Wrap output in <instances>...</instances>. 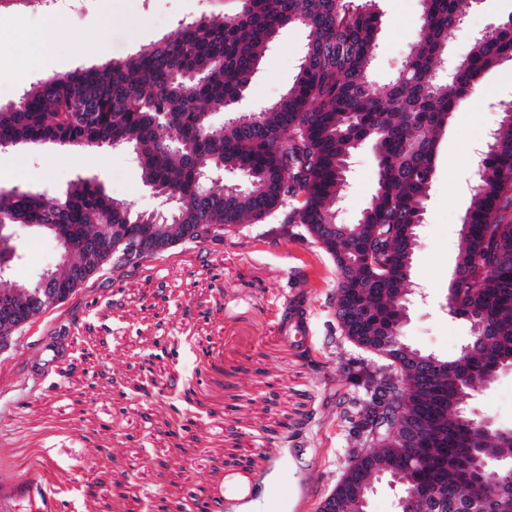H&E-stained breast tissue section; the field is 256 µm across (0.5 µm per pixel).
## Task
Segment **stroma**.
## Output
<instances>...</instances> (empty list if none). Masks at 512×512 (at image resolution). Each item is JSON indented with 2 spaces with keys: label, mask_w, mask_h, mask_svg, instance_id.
Returning <instances> with one entry per match:
<instances>
[{
  "label": "stroma",
  "mask_w": 512,
  "mask_h": 512,
  "mask_svg": "<svg viewBox=\"0 0 512 512\" xmlns=\"http://www.w3.org/2000/svg\"><path fill=\"white\" fill-rule=\"evenodd\" d=\"M236 0H86L63 14L54 40L36 49L44 17L0 16V106L42 76L122 60L179 21L224 14ZM371 89L380 93L416 41L423 0H378ZM512 14V0H477L449 41L446 72L474 35ZM305 31L278 33L246 88L241 111L258 112L294 83ZM512 105V62L486 71L469 104L439 134L436 171L417 229L416 293L404 343L455 355L470 325L447 308L461 230L476 186L474 161ZM104 184L140 212L156 201L131 155L45 142L0 153V187L51 195L76 178ZM377 159L353 155L337 209L357 223L373 194ZM32 280L57 260L55 241L23 224ZM332 259L298 227L271 219L182 243L127 271L104 266L63 305L25 329L0 355V512H32L41 497L65 512H198L188 491L222 512H315L339 481L350 441L341 415L357 391L340 370L377 356L341 335ZM69 327L65 350L50 346ZM470 411L512 428V370L475 393Z\"/></svg>",
  "instance_id": "35a3bbf8"
}]
</instances>
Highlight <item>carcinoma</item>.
Returning <instances> with one entry per match:
<instances>
[{
	"mask_svg": "<svg viewBox=\"0 0 512 512\" xmlns=\"http://www.w3.org/2000/svg\"><path fill=\"white\" fill-rule=\"evenodd\" d=\"M421 35L403 68L382 95L372 92L369 65L376 49L378 13L373 0H240L222 18L180 23L165 39L142 47L123 61L33 82L18 100L0 106V144L54 142L61 147L105 149L125 146L138 158L144 186L172 200L161 224H214L227 230L259 224L277 215L298 224L314 240L319 224L336 212L346 187L348 157L368 142L378 164L377 187L351 232L327 250L339 275L335 311L341 335L383 358L371 370L348 369L361 390L352 424L368 400L367 385L395 366L378 338L399 333L410 274L396 267H359L358 247L375 224L376 247L403 250L393 224H411L422 214L435 173L437 133L474 94L481 74L512 61V15L473 40L468 60L449 82L435 78L439 57L462 26L473 0H425ZM300 26L314 52H302L293 86L262 111L258 124L244 127L230 116L217 125L213 115L229 112L250 83L278 31ZM245 174L246 201L240 210L224 205L220 171ZM0 218L32 224L66 241L98 235L105 225L142 224L143 216L113 199L104 186L77 178L49 197L19 187L0 188ZM456 265L469 275L448 287L449 313L488 321L493 333L472 341L447 359L439 378L426 380L414 362L426 353L406 346L396 358L406 372V408L437 413L443 441L426 448L433 475L443 483L442 508L462 510L461 477L455 448H483L506 469L512 440L471 429L457 417L480 386L494 382L512 365V117L492 136L478 170ZM447 387L451 400L439 411L427 388ZM379 457L418 453L384 432ZM360 477L347 464L336 485V512H355L343 490Z\"/></svg>",
	"mask_w": 512,
	"mask_h": 512,
	"instance_id": "carcinoma-1",
	"label": "carcinoma"
}]
</instances>
